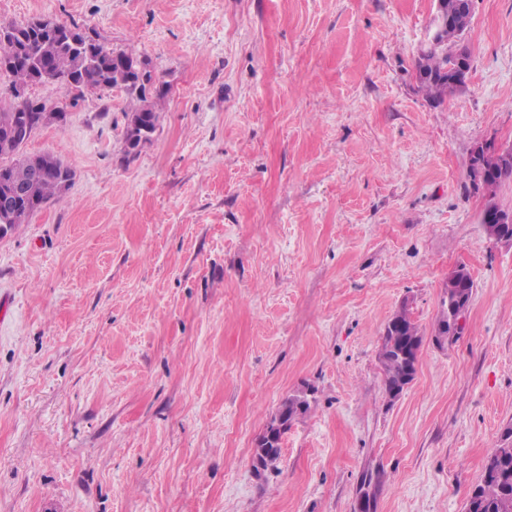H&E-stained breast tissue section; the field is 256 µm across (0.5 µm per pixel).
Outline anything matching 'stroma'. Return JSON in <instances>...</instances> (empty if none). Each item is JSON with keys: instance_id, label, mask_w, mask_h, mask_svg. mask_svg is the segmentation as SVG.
Wrapping results in <instances>:
<instances>
[{"instance_id": "35a3bbf8", "label": "stroma", "mask_w": 512, "mask_h": 512, "mask_svg": "<svg viewBox=\"0 0 512 512\" xmlns=\"http://www.w3.org/2000/svg\"><path fill=\"white\" fill-rule=\"evenodd\" d=\"M436 0H0L146 60L161 122L56 82L28 154L74 173L0 235V512H464L512 427V246L489 241L475 143L512 144V0H474L466 88L414 63ZM466 327L433 341L448 272ZM408 304L414 380L378 349ZM311 387L274 470L255 441ZM378 359L384 372L385 391L393 397V388L405 375V367L402 361L392 353L383 354L379 349Z\"/></svg>"}]
</instances>
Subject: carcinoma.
<instances>
[{
    "label": "carcinoma",
    "instance_id": "1",
    "mask_svg": "<svg viewBox=\"0 0 512 512\" xmlns=\"http://www.w3.org/2000/svg\"><path fill=\"white\" fill-rule=\"evenodd\" d=\"M450 13L448 25L436 43L423 50L415 63L417 87L435 105L458 92L452 86V79L458 71V51L464 43L463 35L470 25L473 0H448ZM10 48L15 53L17 63L9 70L14 78V90L19 91L31 83L58 82L69 89L122 88L133 106L126 113L125 140H130L132 127L154 130L159 118V100L164 96L139 81L130 72L132 62L138 57L125 52H116L105 42L89 41L75 25L58 23L40 25L31 20L26 23H10ZM0 180L16 181L25 176L22 183L23 195L16 203V210L30 217L50 200L61 198L72 185L73 173L62 161L52 154H42L40 159L47 162L50 169L38 176H28L32 157L14 149L9 153L0 151ZM467 178L476 190L493 202L496 190L505 182L512 181V163L502 167L493 158L486 160V172L477 176L472 167H467ZM474 281L470 273L461 274V279L444 283L439 315L434 324V336L450 335L448 325V303L457 295L472 296ZM395 336H408L422 342L419 326L411 318L409 310L402 308L400 314L390 318L385 324L381 345L387 344ZM384 372L385 391L393 395V388L405 375L402 361L392 353H378ZM310 410L308 394L299 390L283 400L277 415L285 417L286 428L303 418ZM512 472V448H497L488 456L480 480L476 481L469 494L465 512H512V484H497L494 472Z\"/></svg>",
    "mask_w": 512,
    "mask_h": 512
}]
</instances>
